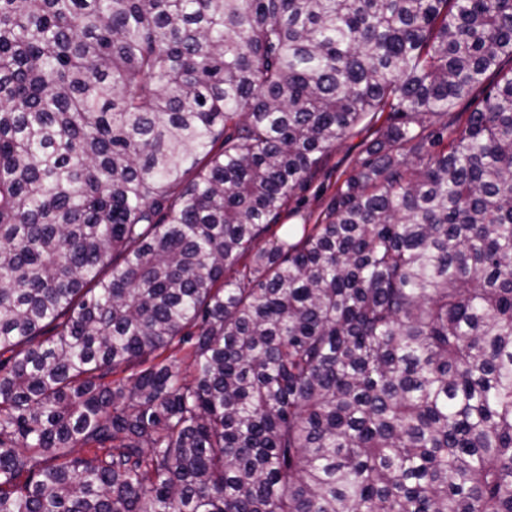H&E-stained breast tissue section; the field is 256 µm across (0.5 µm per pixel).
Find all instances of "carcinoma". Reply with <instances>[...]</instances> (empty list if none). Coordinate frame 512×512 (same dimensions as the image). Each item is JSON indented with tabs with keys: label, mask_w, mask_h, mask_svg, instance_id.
Wrapping results in <instances>:
<instances>
[{
	"label": "carcinoma",
	"mask_w": 512,
	"mask_h": 512,
	"mask_svg": "<svg viewBox=\"0 0 512 512\" xmlns=\"http://www.w3.org/2000/svg\"><path fill=\"white\" fill-rule=\"evenodd\" d=\"M508 59L512 0H0V512H512ZM372 138V131L364 129L363 125L354 129L322 160L306 186L288 200L276 222L261 235L260 243L268 246L280 235L281 224H314L316 217L330 207L337 178L343 180L367 159L366 147Z\"/></svg>",
	"instance_id": "cac0c4a2"
}]
</instances>
